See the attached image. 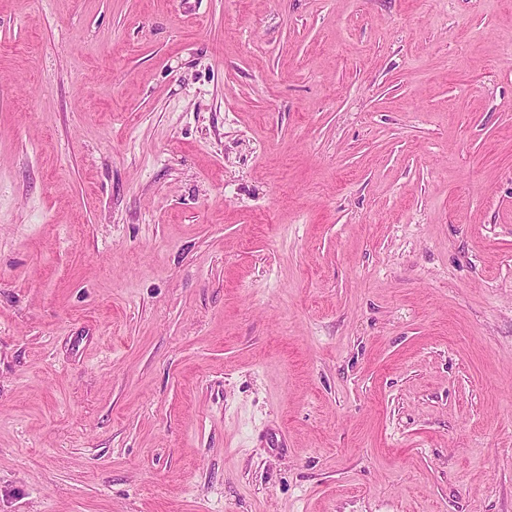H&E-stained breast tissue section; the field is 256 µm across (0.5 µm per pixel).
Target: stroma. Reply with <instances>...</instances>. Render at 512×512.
Wrapping results in <instances>:
<instances>
[{
    "mask_svg": "<svg viewBox=\"0 0 512 512\" xmlns=\"http://www.w3.org/2000/svg\"><path fill=\"white\" fill-rule=\"evenodd\" d=\"M0 512H512V0H0Z\"/></svg>",
    "mask_w": 512,
    "mask_h": 512,
    "instance_id": "obj_1",
    "label": "stroma"
}]
</instances>
